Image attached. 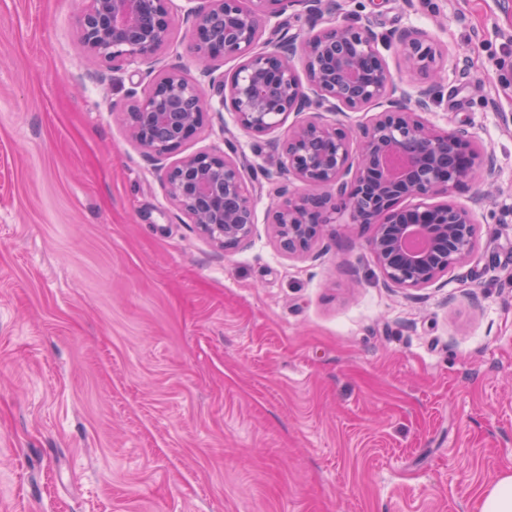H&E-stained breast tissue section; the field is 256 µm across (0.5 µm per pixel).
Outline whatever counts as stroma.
Returning <instances> with one entry per match:
<instances>
[{
    "label": "stroma",
    "instance_id": "1",
    "mask_svg": "<svg viewBox=\"0 0 512 512\" xmlns=\"http://www.w3.org/2000/svg\"><path fill=\"white\" fill-rule=\"evenodd\" d=\"M379 40L425 32L445 79L424 120L496 168L469 261L387 285L371 227L283 252L287 176L210 111L172 161L237 149L251 237L213 244L131 138L127 91L180 65H115L82 0H0V512H476L512 473V0H336Z\"/></svg>",
    "mask_w": 512,
    "mask_h": 512
}]
</instances>
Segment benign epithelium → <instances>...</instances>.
Returning a JSON list of instances; mask_svg holds the SVG:
<instances>
[{
	"instance_id": "obj_1",
	"label": "benign epithelium",
	"mask_w": 512,
	"mask_h": 512,
	"mask_svg": "<svg viewBox=\"0 0 512 512\" xmlns=\"http://www.w3.org/2000/svg\"><path fill=\"white\" fill-rule=\"evenodd\" d=\"M170 0H88L80 20L82 45L117 62L148 61L169 42ZM296 6L323 16V0H202L191 9L195 60L212 74V63L239 59L231 81L218 75L210 94L187 80L179 66L150 77L132 90L127 112L132 137L155 162L175 204L213 242L228 250L253 231L254 209L243 166L230 153L201 151L167 165L165 161L203 127L212 97L230 106L241 128L264 134L294 113L311 116L288 127L280 142L281 172L305 186L302 193L278 187L288 199L272 212L271 233L290 255L307 252L337 219L373 227L367 246L387 283L427 288L461 266L475 248V212L446 201L495 165L464 128L439 131L420 113L430 110L441 84L442 51L424 32L405 30L394 38L408 80L393 78L366 24L334 22L300 37L276 30L257 45L273 17ZM303 67L313 94L303 86ZM385 109L358 125L326 115ZM420 200L412 208L400 201Z\"/></svg>"
}]
</instances>
